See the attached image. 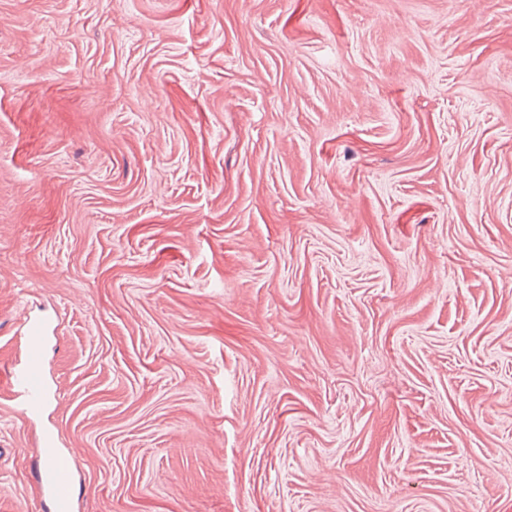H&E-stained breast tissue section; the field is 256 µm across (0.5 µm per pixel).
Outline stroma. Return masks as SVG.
<instances>
[{
  "mask_svg": "<svg viewBox=\"0 0 512 512\" xmlns=\"http://www.w3.org/2000/svg\"><path fill=\"white\" fill-rule=\"evenodd\" d=\"M0 17V512H512V0ZM49 333V324L42 320L28 321L25 325L27 352L23 362L8 371L6 388L15 401L16 413L24 419L40 415L50 393L46 374L43 345ZM48 463L36 473V481L43 489L50 512H73V478L70 463L54 446L52 439L44 442Z\"/></svg>",
  "mask_w": 512,
  "mask_h": 512,
  "instance_id": "1",
  "label": "stroma"
}]
</instances>
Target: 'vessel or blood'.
<instances>
[{
    "instance_id": "1",
    "label": "vessel or blood",
    "mask_w": 512,
    "mask_h": 512,
    "mask_svg": "<svg viewBox=\"0 0 512 512\" xmlns=\"http://www.w3.org/2000/svg\"><path fill=\"white\" fill-rule=\"evenodd\" d=\"M48 333L47 322H27L26 356L23 362L14 364L7 374L6 386L15 403V411L24 419L40 415L47 405L50 386L43 345ZM44 448L47 462L37 471L36 480L46 495L49 512H73V478L70 463L58 452L52 440H45Z\"/></svg>"
}]
</instances>
